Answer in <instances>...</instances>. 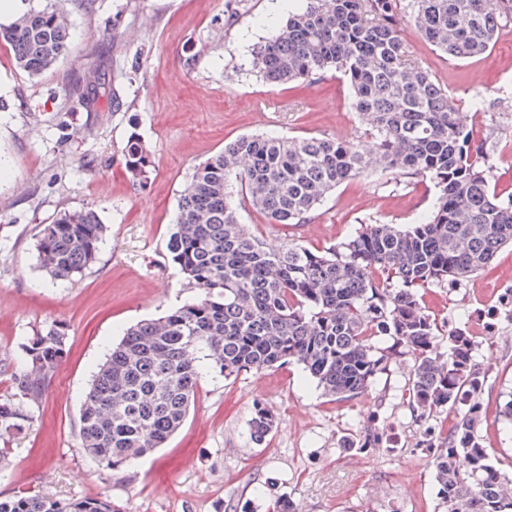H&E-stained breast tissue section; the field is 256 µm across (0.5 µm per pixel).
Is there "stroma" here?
<instances>
[{
	"label": "stroma",
	"instance_id": "35a3bbf8",
	"mask_svg": "<svg viewBox=\"0 0 512 512\" xmlns=\"http://www.w3.org/2000/svg\"><path fill=\"white\" fill-rule=\"evenodd\" d=\"M74 35L66 58L38 76L19 70L0 45V359L21 338L53 327L66 355L35 423L0 464V497L18 491L104 497L119 512H267L285 496L294 512H440L433 458L449 417H423L409 401L410 355L373 337L390 358L351 398L325 397L291 363L227 378L205 371L181 428L164 447L117 469L101 467L79 441L80 406L129 326L197 300L167 250L181 191L195 166L243 134L328 137L363 151L373 140L339 73L300 90L270 84L251 68L252 50L274 37L286 0H63ZM412 0L398 18L412 62L430 71L461 111L475 93L473 138L494 168L491 186L512 196V16L480 57L454 60L421 39ZM104 68L112 98L87 104L80 89ZM150 155L147 183L125 171L130 135ZM437 189L426 177L370 168L343 184L301 224H273L245 207L239 218L266 246L323 251L365 224L408 225ZM94 208L107 231L95 263L70 282L40 266L35 234L60 212ZM418 300L436 319L434 350L466 332L485 375L475 436L512 481V247L484 270L425 285ZM276 417L261 444L248 437L254 404Z\"/></svg>",
	"mask_w": 512,
	"mask_h": 512
}]
</instances>
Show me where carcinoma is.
I'll use <instances>...</instances> for the list:
<instances>
[{
  "label": "carcinoma",
  "instance_id": "obj_1",
  "mask_svg": "<svg viewBox=\"0 0 512 512\" xmlns=\"http://www.w3.org/2000/svg\"><path fill=\"white\" fill-rule=\"evenodd\" d=\"M398 0H302L277 34L253 54L252 67L271 84L309 82L333 70L345 76L352 107L378 142L382 166L433 180V210L416 224H366L346 241L314 252L299 244L267 247L238 221L229 183L273 224H298L339 185L370 168L356 147L316 136L243 135L200 163L185 185L169 239L174 264L202 297L163 317L128 328L100 364L84 396L80 448L108 469L161 447L184 422L202 377L200 361L231 377L296 362L325 395L360 394L387 366L370 345L376 331L396 337L414 358L408 394L421 414L455 413L448 447L434 458L444 512H512V494L474 429L484 374L471 362L470 342L451 338L452 354H432L437 325L416 291L466 278L512 244V196L491 192L493 164L475 145L466 116L431 73L407 63ZM416 29L453 58L485 53L498 17L512 0H414ZM72 39L58 7L30 9L6 27L0 42L32 76L65 58ZM126 167L143 181L149 159L132 139ZM105 226L93 209L65 211L42 225L41 267L72 280L95 262ZM382 269L397 287L384 288ZM13 392L0 398V440L33 424L30 405L65 355L58 327L20 343ZM274 416L257 403L250 440L272 430ZM469 469L460 471L459 454ZM0 512H117L106 498L70 499L17 492L0 497Z\"/></svg>",
  "mask_w": 512,
  "mask_h": 512
}]
</instances>
